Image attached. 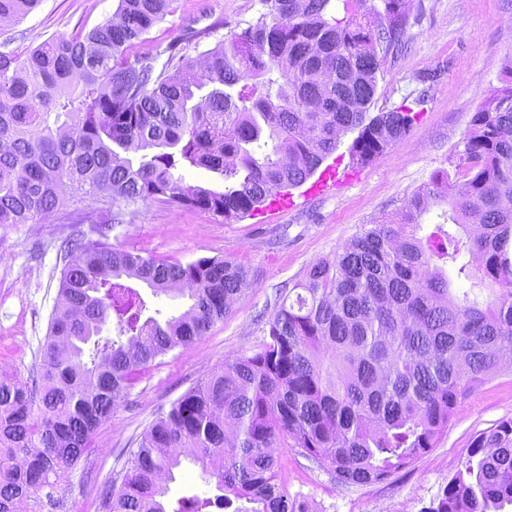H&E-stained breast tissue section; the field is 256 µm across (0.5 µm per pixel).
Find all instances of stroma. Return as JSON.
I'll use <instances>...</instances> for the list:
<instances>
[{
  "instance_id": "1",
  "label": "stroma",
  "mask_w": 512,
  "mask_h": 512,
  "mask_svg": "<svg viewBox=\"0 0 512 512\" xmlns=\"http://www.w3.org/2000/svg\"><path fill=\"white\" fill-rule=\"evenodd\" d=\"M118 0H41L23 19L0 24V41L23 51L45 39L70 36L112 19ZM405 47L387 57L378 75L373 111L404 98L424 97V110L391 149L363 166L352 164L354 132L341 135L332 156L352 181L322 196L299 199L281 214H259L233 223L185 206L135 205L131 222L116 226L108 241L119 250L189 263L229 257L249 270L252 286L234 301L224 320L193 343L158 357L135 378L126 402L92 435V451L28 501L26 512H103L106 488L121 484L125 461L158 412L218 371L225 360L257 349L279 289L301 281L310 267L333 257L361 225L392 216L407 197L439 171H453L468 123L512 56V0H407ZM260 0H174L171 12L148 36V47L173 45L196 55L258 17ZM60 219L32 231L0 224V361L11 376L33 380L54 313L66 239L78 233ZM512 418V365L477 388L455 410L435 448L389 479L367 486L339 485L326 469L280 448L277 482L304 512H422L465 457L472 438ZM167 498H215V484L199 465L182 459Z\"/></svg>"
}]
</instances>
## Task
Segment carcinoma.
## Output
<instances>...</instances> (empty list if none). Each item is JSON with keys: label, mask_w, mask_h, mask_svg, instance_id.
I'll use <instances>...</instances> for the list:
<instances>
[{"label": "carcinoma", "mask_w": 512, "mask_h": 512, "mask_svg": "<svg viewBox=\"0 0 512 512\" xmlns=\"http://www.w3.org/2000/svg\"><path fill=\"white\" fill-rule=\"evenodd\" d=\"M173 0H118L116 20L23 52L0 43V224H40L74 199L40 382L0 379V512L90 452L91 435L137 372L204 335L253 284L236 261L182 264L116 250L105 225L149 201L240 220L303 185L358 130L365 165L417 122L424 99L370 115L377 74L402 45L406 0H261L264 11L193 57L134 49ZM39 0H0L18 20ZM455 172L435 173L394 216L364 224L314 264L267 322L258 350L160 411L130 451L104 512H206L198 496L164 502L181 464L223 491L231 512H302L275 480L276 445L298 448L345 486L387 480L427 453L458 405L512 356V57L471 118ZM135 153L132 159L128 154ZM205 168L217 191L184 181ZM101 216L77 207L99 194ZM438 222L420 235L434 210ZM185 293L165 316L139 287ZM512 507V418L475 435L423 512Z\"/></svg>", "instance_id": "carcinoma-1"}]
</instances>
